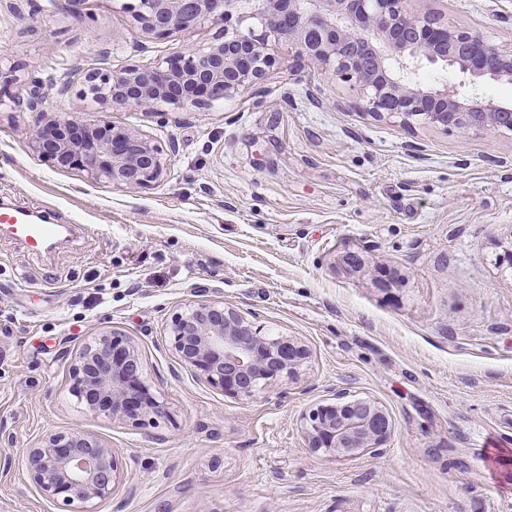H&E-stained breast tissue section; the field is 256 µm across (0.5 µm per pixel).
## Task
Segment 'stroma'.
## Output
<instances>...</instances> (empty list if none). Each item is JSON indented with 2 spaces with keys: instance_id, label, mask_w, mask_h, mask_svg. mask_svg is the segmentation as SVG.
Masks as SVG:
<instances>
[{
  "instance_id": "stroma-1",
  "label": "stroma",
  "mask_w": 512,
  "mask_h": 512,
  "mask_svg": "<svg viewBox=\"0 0 512 512\" xmlns=\"http://www.w3.org/2000/svg\"><path fill=\"white\" fill-rule=\"evenodd\" d=\"M133 0H0V201L76 230L35 255L0 227V512H60L22 460L79 429L121 480L97 512H512V131L463 133L366 112L358 87L275 43L263 81L202 110L102 109L43 85V106L139 130L166 174L129 192L61 169L24 134L32 76L158 64L221 40L207 22L148 35ZM512 46V0H409ZM361 252L366 267L343 264ZM221 299L308 357L249 400L208 384L168 336ZM129 336L166 414L140 427L86 410L70 377L94 336ZM371 399L379 454L308 447L301 416Z\"/></svg>"
}]
</instances>
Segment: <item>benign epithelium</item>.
<instances>
[{
  "label": "benign epithelium",
  "mask_w": 512,
  "mask_h": 512,
  "mask_svg": "<svg viewBox=\"0 0 512 512\" xmlns=\"http://www.w3.org/2000/svg\"><path fill=\"white\" fill-rule=\"evenodd\" d=\"M142 29L166 38L206 21L224 24V39L202 49L187 46L165 64H133L111 72L81 71L79 95L102 105L156 112L161 105L207 109L260 83L276 58L269 42L295 48L363 94L368 112L462 132L512 131V105L481 94L485 78L512 81V48L480 33L448 26L434 15L407 10V0H136ZM428 65L456 67L468 85H424ZM39 81L27 101L36 112L25 134L56 166L129 191L160 182L166 168L152 139L108 121L41 109ZM171 346L212 386L241 399L306 359L294 337L273 335L222 300H193L175 313ZM73 390L92 412L135 425L155 426L164 408L143 379V363L125 334L94 337L71 371ZM308 447L339 458L378 453L391 428L388 411L373 400L336 393L302 415ZM25 465L43 495L64 512H96L112 497L120 472L112 449L79 430L57 432L26 451Z\"/></svg>",
  "instance_id": "obj_1"
}]
</instances>
